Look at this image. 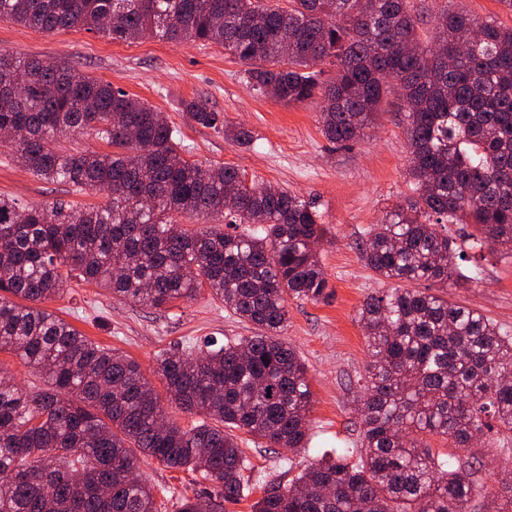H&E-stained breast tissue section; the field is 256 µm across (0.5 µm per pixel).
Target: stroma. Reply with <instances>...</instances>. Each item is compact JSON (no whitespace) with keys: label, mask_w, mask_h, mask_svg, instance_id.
<instances>
[{"label":"stroma","mask_w":512,"mask_h":512,"mask_svg":"<svg viewBox=\"0 0 512 512\" xmlns=\"http://www.w3.org/2000/svg\"><path fill=\"white\" fill-rule=\"evenodd\" d=\"M1 49L67 62L148 102L178 130L189 160L203 166L231 165L247 180L314 199L327 228L317 252L331 295L319 303L289 300L282 333L308 370L314 419L310 439L306 447L295 450H273L247 439L241 448L251 480L287 485L324 453L352 447L359 437L358 408L369 361L357 312L368 295L384 287L361 260L357 245L370 225L380 223L387 210L412 194L397 100L387 98L376 125L364 129L355 141L337 145L322 133L321 97L286 105L253 90L244 64L217 44H173L155 37L115 42L81 27L44 34L1 19ZM192 100L219 112L223 126L197 124L186 109ZM228 126L249 130L254 137L251 146L226 136ZM0 196L38 204L91 205L106 200L101 193H82L36 178L3 144ZM441 294L480 310L512 334V256L486 254L476 280L448 286ZM46 307L93 342L133 357L154 385L159 382L155 360L162 351L257 332L206 290L190 301L150 308L73 280ZM139 469L160 496H178L191 482L190 473L166 468L151 457H140Z\"/></svg>","instance_id":"obj_1"}]
</instances>
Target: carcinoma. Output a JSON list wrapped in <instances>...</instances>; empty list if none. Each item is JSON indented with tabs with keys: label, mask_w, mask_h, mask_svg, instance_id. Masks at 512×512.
<instances>
[{
	"label": "carcinoma",
	"mask_w": 512,
	"mask_h": 512,
	"mask_svg": "<svg viewBox=\"0 0 512 512\" xmlns=\"http://www.w3.org/2000/svg\"><path fill=\"white\" fill-rule=\"evenodd\" d=\"M0 0V19L53 34L83 27L113 41L146 35L216 43L248 66L253 89L288 104L324 97L327 140L345 144L400 100L413 195L368 227L360 255L381 280L470 281L444 232L468 224L469 246L512 253V29L413 0ZM434 18L423 45L419 24ZM415 52L405 53L406 44ZM469 45L453 63L435 54ZM289 51H284V48ZM336 67L322 80L324 64ZM192 119L220 113L193 100ZM158 111L64 62L0 50V129L33 175L104 193L100 205L0 198V352L43 379L21 388L0 366V512H199V494L159 501L137 454L204 479L224 512L247 486L238 433L303 448L312 419L306 368L280 337L287 299L318 302L328 280L315 252L326 229L314 202L246 180L230 165L181 154ZM90 133L108 152H67ZM258 228L189 231L186 217ZM76 276L112 295L164 307L201 290L259 333L169 352L155 372L168 400L197 417L169 419L133 358L89 340L43 307ZM370 361L352 450L311 462L287 487L260 486L251 512H512V468L494 491L478 457L448 460L428 436L468 448L497 422L512 441V335L430 288H392L358 311Z\"/></svg>",
	"instance_id": "cac0c4a2"
}]
</instances>
